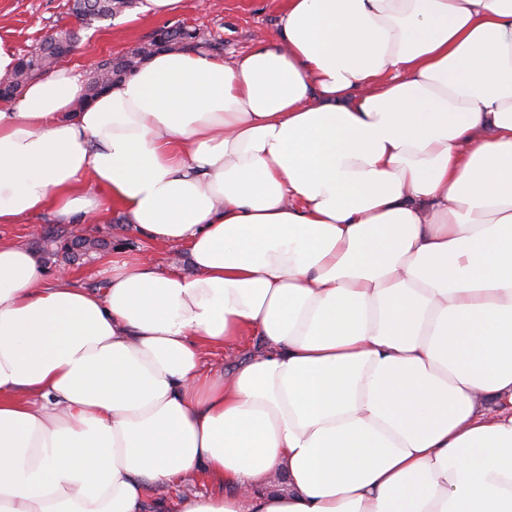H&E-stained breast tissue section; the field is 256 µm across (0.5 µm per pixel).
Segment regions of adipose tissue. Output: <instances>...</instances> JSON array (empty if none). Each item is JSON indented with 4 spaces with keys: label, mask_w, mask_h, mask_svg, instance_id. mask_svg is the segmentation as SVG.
Returning a JSON list of instances; mask_svg holds the SVG:
<instances>
[{
    "label": "adipose tissue",
    "mask_w": 512,
    "mask_h": 512,
    "mask_svg": "<svg viewBox=\"0 0 512 512\" xmlns=\"http://www.w3.org/2000/svg\"><path fill=\"white\" fill-rule=\"evenodd\" d=\"M83 93L0 109V224L111 204L192 270L0 240V512H512V0H286ZM260 346V337L245 336L240 340V345L237 349L209 353L205 358V366L214 371L224 373V370L232 369L240 359ZM195 492L224 495L230 493L231 489L214 484L204 476H198L191 481H176L165 488L152 490L144 503L143 511L177 512L178 501Z\"/></svg>",
    "instance_id": "1"
}]
</instances>
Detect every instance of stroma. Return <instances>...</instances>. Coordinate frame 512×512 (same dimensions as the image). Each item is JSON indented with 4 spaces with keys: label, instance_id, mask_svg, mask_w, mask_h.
<instances>
[{
    "label": "stroma",
    "instance_id": "obj_1",
    "mask_svg": "<svg viewBox=\"0 0 512 512\" xmlns=\"http://www.w3.org/2000/svg\"><path fill=\"white\" fill-rule=\"evenodd\" d=\"M145 3L146 0H136L134 8L111 20L91 29H79L81 40L67 58V65L87 72L100 58L123 56L154 39L162 27L179 25L203 31L210 42L216 43V57L228 61L252 48L257 38H274L285 8V0H182L177 13L150 18L142 11ZM74 27L79 28L68 0H0V41L16 55L33 50L58 29ZM56 225L51 214L40 212L22 224H0V239L27 247L48 270L68 266L86 284L98 279L100 259L120 253L140 255L163 269L187 266L180 247L146 241L135 225L124 223L121 212L114 207L104 211L99 222L82 227L84 233L106 241V248L68 265L62 257L49 254L35 233L36 227ZM223 491V486L203 476L177 481L152 490L143 512H177L178 501L189 494Z\"/></svg>",
    "mask_w": 512,
    "mask_h": 512
}]
</instances>
